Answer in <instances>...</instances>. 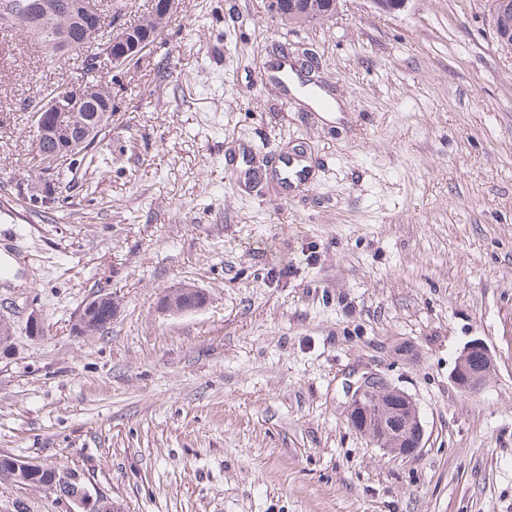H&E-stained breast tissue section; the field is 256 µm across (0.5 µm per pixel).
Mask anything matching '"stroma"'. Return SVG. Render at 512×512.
Masks as SVG:
<instances>
[{"label":"stroma","instance_id":"1","mask_svg":"<svg viewBox=\"0 0 512 512\" xmlns=\"http://www.w3.org/2000/svg\"><path fill=\"white\" fill-rule=\"evenodd\" d=\"M279 49L339 111L287 97ZM82 61L0 30V452L125 512H512V51L487 0H340L295 27L272 0H178L137 60L97 70L112 125L43 216L14 190L39 175L31 111ZM295 151L317 166L288 196L237 160ZM184 284L205 306L160 314ZM105 293L111 329L78 334ZM475 338L493 364L466 394ZM370 372L416 400L414 456L347 424ZM0 512L67 505L0 485ZM473 360L480 365L473 367ZM492 364V355L483 340L470 341L459 353L452 373V380L457 388L465 393H475L486 382Z\"/></svg>","mask_w":512,"mask_h":512}]
</instances>
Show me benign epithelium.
Instances as JSON below:
<instances>
[{
  "mask_svg": "<svg viewBox=\"0 0 512 512\" xmlns=\"http://www.w3.org/2000/svg\"><path fill=\"white\" fill-rule=\"evenodd\" d=\"M117 21L100 16L86 30V37L101 46L102 60L114 68H124L154 44L160 28L126 29L116 27ZM94 113V123L78 136L58 120L61 114ZM112 125V104L99 88L85 82L68 87L67 92L53 94L41 102L33 112V130L41 139L51 140L56 148L41 151L36 156L40 177L35 183H19L16 191L21 196L34 195L45 207L55 204L54 169L59 162L84 153ZM164 298L159 310L164 315H183L204 306L205 300L187 306L168 305ZM45 323L42 314L32 311L26 322V332L33 338L43 335ZM492 364V355L483 340L470 341L459 353L452 373L457 388L475 393L486 382ZM346 410L348 424L367 436L370 443L392 456L410 457L423 447L426 428L415 399L406 391L392 385L378 374H367L349 387ZM102 494L84 489L70 497V512H90L100 506Z\"/></svg>",
  "mask_w": 512,
  "mask_h": 512,
  "instance_id": "benign-epithelium-1",
  "label": "benign epithelium"
}]
</instances>
